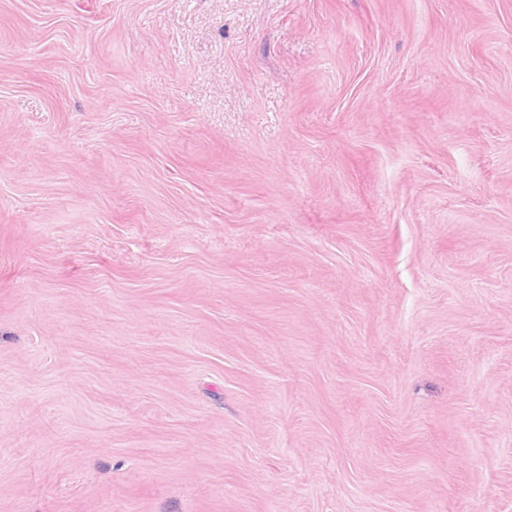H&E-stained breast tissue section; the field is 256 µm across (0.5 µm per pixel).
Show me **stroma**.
Here are the masks:
<instances>
[{"label": "stroma", "instance_id": "obj_1", "mask_svg": "<svg viewBox=\"0 0 512 512\" xmlns=\"http://www.w3.org/2000/svg\"><path fill=\"white\" fill-rule=\"evenodd\" d=\"M0 512H512V0H0Z\"/></svg>", "mask_w": 512, "mask_h": 512}]
</instances>
